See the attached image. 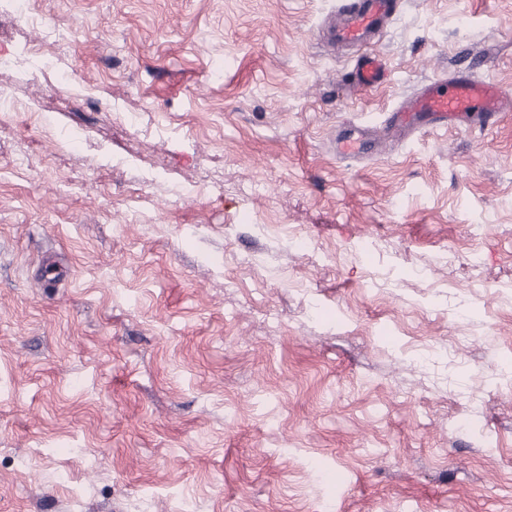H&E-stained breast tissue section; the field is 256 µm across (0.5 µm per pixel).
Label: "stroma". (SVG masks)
Instances as JSON below:
<instances>
[{"mask_svg":"<svg viewBox=\"0 0 512 512\" xmlns=\"http://www.w3.org/2000/svg\"><path fill=\"white\" fill-rule=\"evenodd\" d=\"M337 5L0 0V512H512V112L332 150L512 91V0H399L358 94ZM349 79L356 91L369 90L384 85L388 73L380 56L375 52L361 54L349 73ZM501 112H512L510 93L470 70H457L404 99L390 113L384 134L400 138L425 124L448 127L469 123L482 129L494 124ZM336 156L342 159L377 153L379 138L374 130L351 129L336 137Z\"/></svg>","mask_w":512,"mask_h":512,"instance_id":"1","label":"stroma"}]
</instances>
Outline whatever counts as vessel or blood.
<instances>
[{"label": "vessel or blood", "instance_id": "vessel-or-blood-1", "mask_svg": "<svg viewBox=\"0 0 512 512\" xmlns=\"http://www.w3.org/2000/svg\"><path fill=\"white\" fill-rule=\"evenodd\" d=\"M395 11V0H352L351 4L340 6L339 21L331 26L328 42L367 44L383 32ZM349 79L360 92L384 85L388 73L377 53L366 52L357 58ZM504 112H512L511 93L479 79L471 71L457 70L404 99L391 112L385 133L400 138L426 124L445 127L469 123L485 128ZM378 144L375 131L352 129L337 135L336 154L342 159L371 156L377 153Z\"/></svg>", "mask_w": 512, "mask_h": 512}]
</instances>
